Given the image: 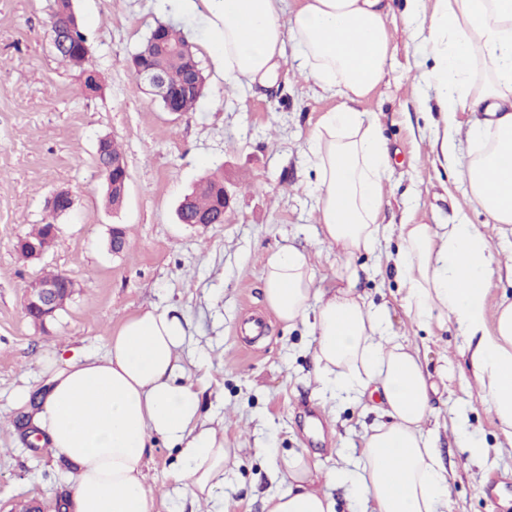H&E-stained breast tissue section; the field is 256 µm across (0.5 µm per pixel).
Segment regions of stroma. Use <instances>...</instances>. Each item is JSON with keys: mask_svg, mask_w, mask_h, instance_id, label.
I'll list each match as a JSON object with an SVG mask.
<instances>
[{"mask_svg": "<svg viewBox=\"0 0 512 512\" xmlns=\"http://www.w3.org/2000/svg\"><path fill=\"white\" fill-rule=\"evenodd\" d=\"M388 74L357 102L377 116L391 154L381 223L454 224L460 216L494 250L512 258V233L487 223L468 200L456 168L440 163L416 83L425 50L405 28V0H390ZM54 0H0V512L39 500L52 512L71 490L74 466L49 445L30 448L18 429L28 406L16 396L47 388L41 359L61 346L104 356L110 336L131 316L170 311L189 324L184 359L201 413L224 424L236 458L210 503L192 500L174 474L175 449L156 442L146 487L153 512H265L267 499L287 490L278 459L303 452L318 468L355 470L362 436L379 417L365 403L332 398L314 379L308 325L284 328L267 308L263 272L284 244L307 252L317 278L336 281L335 247L322 241L307 161V141L321 116L342 100L318 93L297 70L288 47L274 84L224 80L210 46L205 6L184 11L180 0H73L91 47L100 88L78 93V70L57 55L49 30ZM189 32L206 78L191 112H167L147 94L129 60L158 21ZM121 145L130 181L119 209L105 203L97 143ZM218 174L231 195L223 223H179L177 206L203 177ZM73 194L60 216L58 239L42 259L23 261L16 246L45 216L48 197ZM128 245L109 248L111 225ZM399 246L391 234L360 253L357 293L384 307L390 327L420 350L438 387L426 424L448 469L443 512H512V443L501 435L478 396L466 343L453 322L411 324L403 290L388 260ZM67 275L77 291L57 318L40 328L24 312L29 286L47 272ZM262 331L249 337L248 322ZM485 453L471 458L469 447Z\"/></svg>", "mask_w": 512, "mask_h": 512, "instance_id": "obj_1", "label": "stroma"}]
</instances>
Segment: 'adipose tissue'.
<instances>
[{
	"instance_id": "obj_1",
	"label": "adipose tissue",
	"mask_w": 512,
	"mask_h": 512,
	"mask_svg": "<svg viewBox=\"0 0 512 512\" xmlns=\"http://www.w3.org/2000/svg\"><path fill=\"white\" fill-rule=\"evenodd\" d=\"M213 50L225 81L267 83L285 55L299 50L298 70L320 92L340 96L309 143L316 209L324 242L345 262L340 287L320 288L309 255L291 246L270 256L264 299L285 326L310 322L315 376L345 398L377 399L382 423L363 436L357 471H322L301 453L282 459L287 492L269 512H333L326 486L351 479L370 512H438L448 480L425 424L436 386L417 350L390 333L384 308L354 293L353 258L375 251L388 143L372 113L353 109L386 77L387 0H299L290 19L283 0H206ZM406 27L430 52L416 80L422 104L436 103L435 143L457 167L471 201L495 224H512V0H406ZM484 107V121L461 132L459 113ZM395 269L411 323L451 319L467 341L474 383L503 435L512 440V302L487 314L497 253L475 225L404 224ZM187 324L167 311L138 313L110 337L103 357L59 348L44 358L48 387L32 423L56 455L76 466L69 512H153L145 486L154 440L176 448L196 501H211L235 452L223 428L200 414L181 350Z\"/></svg>"
}]
</instances>
